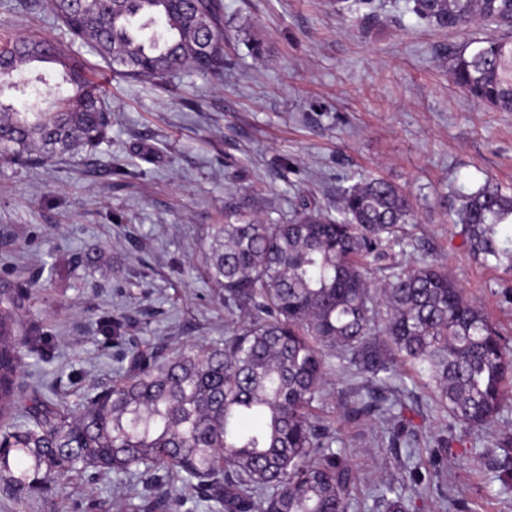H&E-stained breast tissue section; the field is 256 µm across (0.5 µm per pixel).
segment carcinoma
<instances>
[{
	"instance_id": "carcinoma-1",
	"label": "carcinoma",
	"mask_w": 512,
	"mask_h": 512,
	"mask_svg": "<svg viewBox=\"0 0 512 512\" xmlns=\"http://www.w3.org/2000/svg\"><path fill=\"white\" fill-rule=\"evenodd\" d=\"M425 25L460 31L476 21L500 30L448 52L454 86L485 106L512 111V0H411ZM371 0H338L358 17ZM72 41L86 42L113 72L165 83L186 68L224 71L222 0H49ZM60 68L67 93L18 111L0 101V161L51 162L107 141L112 112L102 86L50 40L16 36L0 45V97L21 91L30 65ZM453 223L468 253L512 271V189L489 180L458 190ZM413 201L383 177L340 190L336 213L309 203L281 223L247 201L201 235L205 274L224 288V340L185 349L130 348L124 378L70 405L19 374L39 329L24 326V291L0 294V487L20 497L74 472L139 475L134 512H351L360 476L316 414L328 376L355 382L350 414L383 425V448L418 442L395 386L400 364L423 369L439 409L463 437L490 430L512 399V350L463 288L435 264L385 268L368 280L367 259L407 245ZM121 318L99 330L117 339ZM436 464L448 441L428 440ZM382 512H410L388 484Z\"/></svg>"
}]
</instances>
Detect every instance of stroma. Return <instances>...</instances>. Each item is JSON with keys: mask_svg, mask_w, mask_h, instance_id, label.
I'll return each instance as SVG.
<instances>
[{"mask_svg": "<svg viewBox=\"0 0 512 512\" xmlns=\"http://www.w3.org/2000/svg\"><path fill=\"white\" fill-rule=\"evenodd\" d=\"M224 72L187 71L159 85L110 72L88 46L70 42L40 0H0V40L31 35L80 56L106 90L112 130L97 149L41 166L0 164V289L26 287V322L38 324L47 359L30 356L25 382L75 402L117 375V355L99 330L125 317L128 344L178 349L224 337V291L202 268L200 235L224 221V205L250 193L275 222L301 201L335 209L337 190L371 173L417 203L412 243L396 261L443 264L512 342V273L476 263L442 198L486 180L512 188V112L468 98L447 73L449 49L489 34L427 27L406 0H374L351 21L335 0H224ZM96 245L87 254L88 245ZM420 369L402 366L404 416L420 439L450 438L448 469L414 498L412 512H512L486 454L512 437V404L483 439L458 440ZM352 389L332 378L322 421L346 442L362 478L352 512H377L385 484L402 487L407 455L378 446L348 413ZM129 480L75 474L59 492L17 499L0 512H93L125 503Z\"/></svg>", "mask_w": 512, "mask_h": 512, "instance_id": "35a3bbf8", "label": "stroma"}]
</instances>
